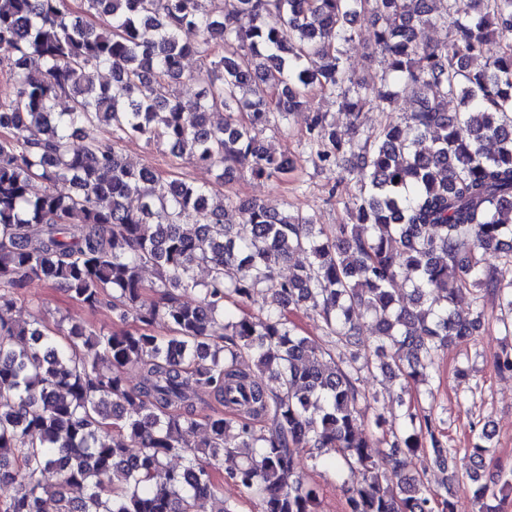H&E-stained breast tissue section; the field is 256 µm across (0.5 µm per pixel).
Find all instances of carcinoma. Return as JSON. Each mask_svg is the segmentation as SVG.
Here are the masks:
<instances>
[{
	"label": "carcinoma",
	"instance_id": "cac0c4a2",
	"mask_svg": "<svg viewBox=\"0 0 512 512\" xmlns=\"http://www.w3.org/2000/svg\"><path fill=\"white\" fill-rule=\"evenodd\" d=\"M81 2L73 14L65 0H0V75L13 85L0 98V311L37 280L134 325L52 329L38 311L0 319V484L15 488L0 512H45L47 472L55 512H207L220 478L256 512H315L308 459L345 483L362 476L346 512H455L448 486L402 471L426 448L424 468L465 478L478 512H512V479L499 494L487 477V434L458 472L434 405L407 407L384 448L359 433L363 370L416 390L439 351L482 327L483 311H456L463 293L496 298L512 335V280L486 262H512V0H224L218 12L205 0ZM362 13L379 23L368 53L386 65L378 84L340 62L337 43ZM450 18L447 43L424 42V28ZM493 36L502 47L487 59ZM191 55L203 68L188 75ZM101 67L111 83H94ZM185 78L201 86L191 100L174 91ZM404 84L417 93L409 131H360L365 106H390ZM314 92L338 96L351 135L314 111L307 145L325 166L349 157L359 185L333 231L133 168L118 150L131 138L165 143L222 185L285 177L294 160L271 138ZM88 126L108 137L74 143ZM232 205L246 238L226 222ZM296 255L305 260L281 275ZM192 291L195 303L178 301ZM263 291L259 313L226 315V302ZM302 308L318 311L342 358L300 334L289 314ZM358 308L375 325L371 353ZM211 401L224 413L201 417Z\"/></svg>",
	"mask_w": 512,
	"mask_h": 512
}]
</instances>
